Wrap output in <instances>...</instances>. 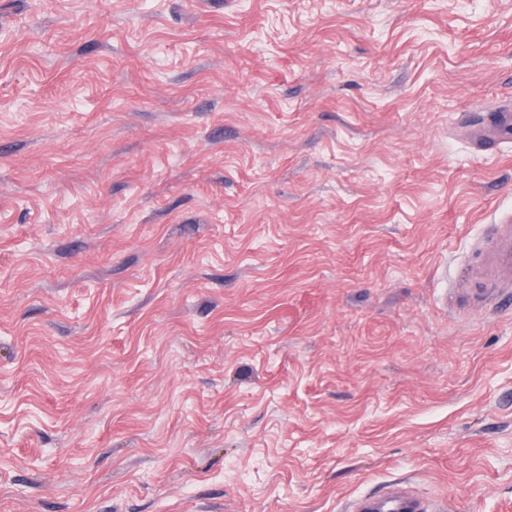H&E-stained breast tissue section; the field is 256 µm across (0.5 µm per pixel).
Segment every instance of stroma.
I'll return each mask as SVG.
<instances>
[{
  "label": "stroma",
  "mask_w": 512,
  "mask_h": 512,
  "mask_svg": "<svg viewBox=\"0 0 512 512\" xmlns=\"http://www.w3.org/2000/svg\"><path fill=\"white\" fill-rule=\"evenodd\" d=\"M505 100L512 0H0V512H512ZM512 111L506 107L495 112L492 118L476 129L474 134L475 147L480 150H487L497 141L501 140L502 133L507 134L512 127ZM512 217L497 228L482 249V259L475 267L476 278L489 286L497 296L510 292L506 285L512 281ZM498 287V288H496ZM441 506L429 507L416 498L393 492L383 500L364 499L354 511L360 512H442Z\"/></svg>",
  "instance_id": "stroma-1"
}]
</instances>
